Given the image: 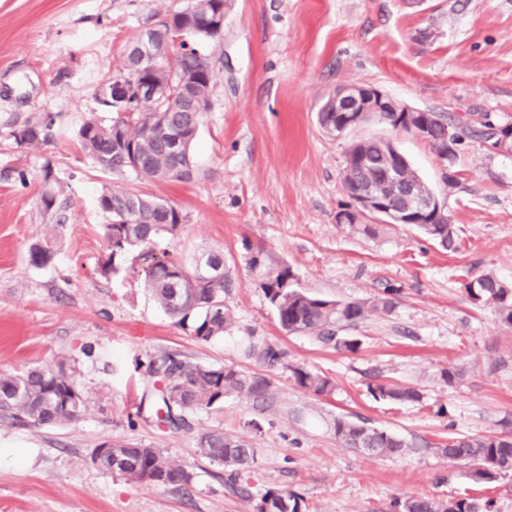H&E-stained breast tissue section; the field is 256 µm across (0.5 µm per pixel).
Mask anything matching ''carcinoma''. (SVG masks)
I'll list each match as a JSON object with an SVG mask.
<instances>
[{
  "mask_svg": "<svg viewBox=\"0 0 512 512\" xmlns=\"http://www.w3.org/2000/svg\"><path fill=\"white\" fill-rule=\"evenodd\" d=\"M218 40L219 36H211L190 51L172 58L164 54L153 62L142 55L125 54L121 68L104 85H109L114 78L132 82L142 77L171 87L170 97L158 105L164 116L160 119L151 107L142 108L135 103L125 115L117 114L107 123L89 119L77 132L83 152L109 172L129 170L139 177L154 180H191L195 171L191 150L199 128L188 112L190 105L172 84L181 73L213 71V53L209 48ZM342 117L341 112L317 113L320 128L331 136L335 135ZM383 120L393 127L402 125L406 132L422 121L435 125L437 135L430 146L446 163L442 175L445 184L456 180L452 165L464 137L478 140L490 152L500 136L512 130L511 123L498 124L488 114L479 118L466 114L449 122L438 112H410L401 121L397 113L389 112ZM53 124V118L48 114L37 123L28 122L16 127L11 136L20 146L36 147L47 141ZM173 131L183 137V150L178 160L163 145L168 133ZM391 153L392 145L382 139L352 144L346 152L341 172L343 189L354 191L372 186L382 197L391 200L396 209L407 210L406 201L394 192L393 185L387 180ZM42 180L41 203L45 210L51 211L57 204L59 178L48 163L43 166ZM97 205L109 218L105 237L112 257L121 256L133 247L145 248V286L152 291L158 304L177 319V324L199 341L207 342L224 335L233 324L231 309L224 304V294L231 287V280L226 276L217 280L202 279L195 275V263L185 264L169 258L165 252H154L156 239L164 233L175 234L185 223L186 215L164 199L112 183L103 186ZM341 213L345 214L348 224L365 235H374L380 229L378 224L365 223L369 215L352 202L347 203ZM412 223L442 248H456L455 228L446 211L421 216ZM53 247L50 240L33 246L31 262L36 265L50 262L54 256ZM250 265L265 268L261 287L283 330L308 333L323 343L350 352L358 349V340L338 337L337 328L342 323L356 324L365 319V305L324 299L296 287L295 274L290 267L273 263L263 249L253 253ZM466 291L474 301H492L501 322L512 326V284L483 274L467 283ZM257 358L273 367L283 362L286 353L266 345L257 352ZM149 370L163 382V387L158 389L157 412L163 411L166 416L160 415L158 419L170 428L188 426V414L211 409L232 395H247L263 403L271 402L275 397L270 379L243 374L231 366L194 364L164 353L150 361ZM292 373L299 387L316 394H327L334 388L329 378L305 368L295 367ZM74 389L76 385L62 365L56 369L32 367L20 374L0 372V423L39 429L71 421L86 410L82 395H72ZM370 394L396 404L420 400L417 389L387 383L370 387ZM335 431L344 446L371 455L396 457L410 448L408 442L369 427L363 421L338 417ZM198 444L204 458L224 467L225 484L234 492L240 490L242 473L254 462V449L247 440L215 430L200 434ZM106 447L107 471L165 486L179 488L190 484L191 474L170 460L160 448H131L114 443H108ZM440 451L452 461L474 466L473 477L478 481L492 482L501 472L512 469L511 434L455 435L448 438ZM270 500L281 503L280 512H307L308 509L302 495L267 487L253 497L252 512H265V504ZM492 507L490 499L481 501L471 497L448 500L412 497L394 503L399 512H492Z\"/></svg>",
  "mask_w": 512,
  "mask_h": 512,
  "instance_id": "cac0c4a2",
  "label": "carcinoma"
}]
</instances>
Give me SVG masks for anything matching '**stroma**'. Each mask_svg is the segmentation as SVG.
Listing matches in <instances>:
<instances>
[{"label":"stroma","instance_id":"1","mask_svg":"<svg viewBox=\"0 0 512 512\" xmlns=\"http://www.w3.org/2000/svg\"><path fill=\"white\" fill-rule=\"evenodd\" d=\"M189 0H0V372L65 367L86 410L57 427L0 424V512H251L265 487L301 494L309 512H390L394 500L488 497L512 512V472L492 486L439 450L456 434L512 431V327L492 304L474 302L470 280L512 282V155L465 141L444 184L430 145L374 119L337 138L317 111L336 88L372 85L409 106L453 117L490 114L512 123V0H225L210 107L188 182L108 173L78 145L91 117L109 119L101 84L156 17ZM52 115L49 142L17 146L11 132ZM391 140L434 189L458 233L447 251L417 228L384 226L367 236L336 221L347 203L340 176L348 146ZM60 179L56 209L40 203L44 163ZM115 182L167 199L186 216L159 246L172 258L224 252L233 324L196 340L144 286L137 253L110 260L97 206ZM55 237V255L31 264L33 245ZM294 271L307 292L371 303L397 288L390 311L339 328L350 352L284 331L251 268L257 248ZM286 350L269 368L251 346ZM227 365L271 379L273 402L244 395L160 425L151 404V357ZM333 380L318 396L291 370ZM459 371L453 383L442 370ZM382 381L419 390L420 401L374 399ZM364 421L410 442L399 457L344 447L337 417ZM247 439L255 455L247 495L230 491L222 467L203 458L199 434ZM105 443L163 449L191 474L187 489L132 481L92 462Z\"/></svg>","mask_w":512,"mask_h":512}]
</instances>
